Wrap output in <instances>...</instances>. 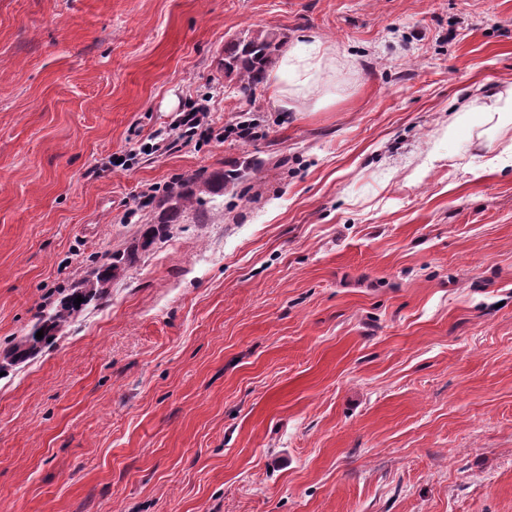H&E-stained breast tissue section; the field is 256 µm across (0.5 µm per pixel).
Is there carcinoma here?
I'll use <instances>...</instances> for the list:
<instances>
[{
	"instance_id": "cac0c4a2",
	"label": "carcinoma",
	"mask_w": 512,
	"mask_h": 512,
	"mask_svg": "<svg viewBox=\"0 0 512 512\" xmlns=\"http://www.w3.org/2000/svg\"><path fill=\"white\" fill-rule=\"evenodd\" d=\"M285 44L286 40L279 33L264 30L244 35L224 46L222 62L224 75L237 77L238 90L247 102L254 101L258 87L263 84L267 71L275 63ZM247 177L246 173L232 171L227 174L216 173L205 179L193 176L175 183L158 202L161 213L158 226L153 228V232L157 234L165 232L167 225L177 223L182 214L187 211L194 212L197 220H203L208 212L206 197L223 193L226 181H239ZM132 262L131 254L123 252L111 254L109 262L94 272L93 279L75 284L59 306L39 319L34 332L23 337L5 354L4 360L7 364L16 365L23 362L39 351L42 346L52 342L56 332L73 313L92 300L105 299L108 296L112 277L118 270ZM79 296L84 299V302L77 305L74 300ZM40 330L44 333L41 339L36 337V332Z\"/></svg>"
}]
</instances>
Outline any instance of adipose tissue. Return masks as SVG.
<instances>
[{
  "label": "adipose tissue",
  "mask_w": 512,
  "mask_h": 512,
  "mask_svg": "<svg viewBox=\"0 0 512 512\" xmlns=\"http://www.w3.org/2000/svg\"><path fill=\"white\" fill-rule=\"evenodd\" d=\"M332 69L333 60L321 41H313L304 50L292 47L284 51L277 67L269 74L280 107L292 109L296 97L319 92ZM473 118L490 130L512 123V89L485 98L477 112L467 109L458 112L450 128L458 130Z\"/></svg>",
  "instance_id": "adipose-tissue-1"
}]
</instances>
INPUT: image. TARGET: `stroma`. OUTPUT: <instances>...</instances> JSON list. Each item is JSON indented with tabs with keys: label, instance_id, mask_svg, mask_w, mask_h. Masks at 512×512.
Returning a JSON list of instances; mask_svg holds the SVG:
<instances>
[{
	"label": "stroma",
	"instance_id": "1",
	"mask_svg": "<svg viewBox=\"0 0 512 512\" xmlns=\"http://www.w3.org/2000/svg\"><path fill=\"white\" fill-rule=\"evenodd\" d=\"M251 30L325 103L246 104ZM511 85L512 0H0V354L140 247L0 375V512H512V124L448 133ZM256 161L141 246L149 185ZM285 44L279 33L264 30L238 37L224 46V75L237 77L238 90L247 102L254 101L258 87ZM298 50L292 47L284 51L277 67L269 74L276 87L277 100L281 108L292 110V101L298 96L319 92L333 70V59L319 39ZM211 109L209 104L200 103L194 105L187 112H181L172 122L170 131L178 132L181 139H190L196 134L199 128L206 127V131L211 130L208 123ZM133 254H125V252H116L110 255L109 262L101 266L94 272L92 280H84L73 286L71 292L60 302L53 311L42 315L33 332L28 336H24L12 349L4 356V360L9 365H16L32 354L39 351L42 346L49 344L55 337L56 332L65 324L79 309L88 304L90 301L98 299L103 300L108 296V288L112 283V277L116 272L133 262ZM81 295L84 302L80 305L74 304V300ZM43 330L44 337L37 339L36 333Z\"/></svg>",
	"mask_w": 512,
	"mask_h": 512
}]
</instances>
